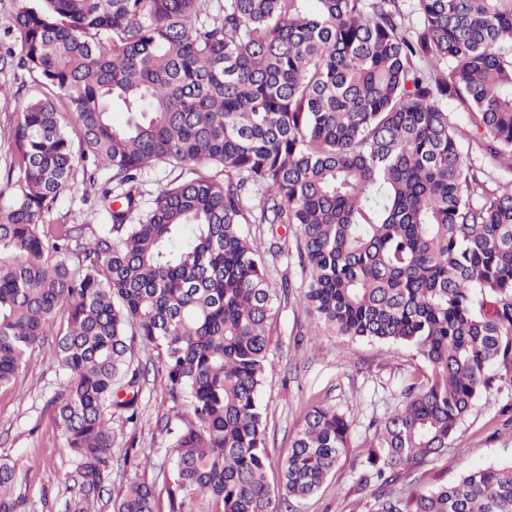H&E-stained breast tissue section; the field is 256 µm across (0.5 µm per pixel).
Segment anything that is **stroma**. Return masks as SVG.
Returning <instances> with one entry per match:
<instances>
[{"mask_svg": "<svg viewBox=\"0 0 512 512\" xmlns=\"http://www.w3.org/2000/svg\"><path fill=\"white\" fill-rule=\"evenodd\" d=\"M17 7L18 0H0V85L11 90L9 97H0V206L8 204L14 193L6 179L10 130L36 93L33 77L7 59L14 47L8 27ZM70 212L80 213L94 230L102 222L94 190L79 173L58 198L48 220L63 223ZM250 231L261 249H268L271 241H279L282 251L269 261L270 277L276 283L284 278L291 283L281 296L273 325L261 392L267 419V480L270 486L278 485L281 464L307 411L315 405L329 406L343 414L349 424L350 449L320 491L299 504L298 510L377 512L371 488L358 482L364 459L357 451L371 441L372 423L383 421L397 408L398 375L418 379L428 374V366L411 347L351 340L329 329L318 336L308 335L310 316L300 299L305 283L294 232L281 228L273 233L265 224L251 225ZM132 358L146 373L139 395L140 416L133 424L117 414L111 419L116 461L96 512H111L113 499L132 479L144 478L161 488L172 475L163 427L174 411L160 382L156 354L138 344ZM64 382L65 374L46 344L36 348L10 387L0 389V460L16 462L21 491L27 499L26 512H66L73 501L70 476L74 466L63 432L46 407L48 396ZM129 447L136 448L139 456L148 457L147 467L123 464L122 456ZM510 463L512 376L507 374L482 392L438 466L417 468L415 475L425 482L432 470L439 469L444 480L452 482L468 470Z\"/></svg>", "mask_w": 512, "mask_h": 512, "instance_id": "stroma-1", "label": "stroma"}]
</instances>
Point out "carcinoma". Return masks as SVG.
<instances>
[{"mask_svg": "<svg viewBox=\"0 0 512 512\" xmlns=\"http://www.w3.org/2000/svg\"><path fill=\"white\" fill-rule=\"evenodd\" d=\"M402 2L20 0L18 66L40 91L0 209V387L53 339L66 383L46 407L74 512H95L111 474L105 409L138 417L136 337L183 412L164 425V492L132 480L112 512H279L349 450L345 417L314 406L267 483L260 392L288 281L248 224L296 230L310 335L411 346L429 366L363 450L379 512H512V464L412 479L512 370V179L490 176L512 171V0H416L414 31ZM76 141L106 219L86 243L80 215L47 222ZM159 163L179 174L148 201ZM20 486L1 460L0 512H25Z\"/></svg>", "mask_w": 512, "mask_h": 512, "instance_id": "cac0c4a2", "label": "carcinoma"}]
</instances>
